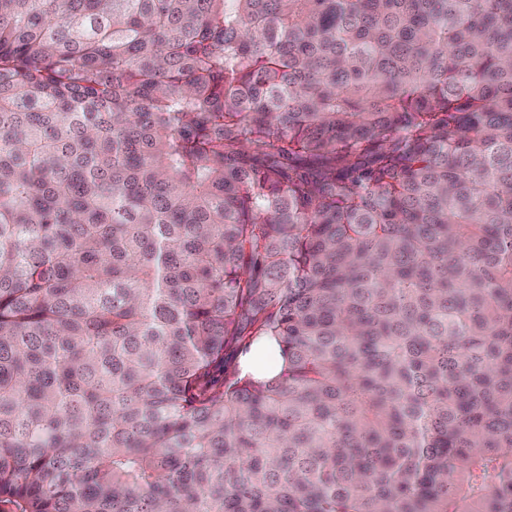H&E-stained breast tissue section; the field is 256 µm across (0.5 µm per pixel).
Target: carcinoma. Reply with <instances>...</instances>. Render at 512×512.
Returning a JSON list of instances; mask_svg holds the SVG:
<instances>
[{
  "label": "carcinoma",
  "mask_w": 512,
  "mask_h": 512,
  "mask_svg": "<svg viewBox=\"0 0 512 512\" xmlns=\"http://www.w3.org/2000/svg\"><path fill=\"white\" fill-rule=\"evenodd\" d=\"M1 502L512 512V0H0ZM285 366L279 346L273 339H264L257 344L249 358L242 364L243 373L260 378H271L280 374Z\"/></svg>",
  "instance_id": "obj_1"
}]
</instances>
